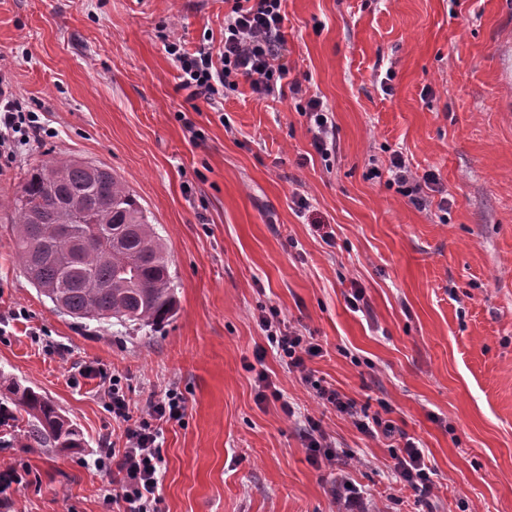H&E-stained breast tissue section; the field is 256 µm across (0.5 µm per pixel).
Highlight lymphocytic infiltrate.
I'll return each instance as SVG.
<instances>
[{
	"label": "lymphocytic infiltrate",
	"mask_w": 512,
	"mask_h": 512,
	"mask_svg": "<svg viewBox=\"0 0 512 512\" xmlns=\"http://www.w3.org/2000/svg\"><path fill=\"white\" fill-rule=\"evenodd\" d=\"M285 0H224V42L220 47L200 43L189 51L180 43L166 42L180 72V89L190 99L215 101L217 96L236 91L240 82H248L258 98L300 94L299 82L289 80L283 61L285 38ZM300 111L306 117L312 135V146L322 160L336 152L334 115L316 96L309 97ZM45 132L35 113L23 111L12 92L0 87V163L12 164L23 146L41 140ZM389 184L420 207L426 206L432 192L438 191L439 179L433 172L417 174L401 152H393L387 169ZM260 326L271 349L290 371L298 372L308 383L317 403L330 406L363 433L375 437L391 434L393 425L380 416L369 415L366 408L340 394L336 389L314 380L306 366L309 358L321 352L319 344L298 331L287 328L277 315L264 316ZM101 393L113 418L126 421L124 445L100 449L94 465L112 475V502L118 512H158V487L164 462L159 442L164 424L182 422L185 400L177 389H167L163 396L150 399L138 418H131L130 403L123 391L119 375L102 383ZM393 471L399 482L410 486L418 498H427L433 488L431 467L424 452L414 441H406L400 453L393 456Z\"/></svg>",
	"instance_id": "obj_1"
}]
</instances>
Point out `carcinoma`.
Wrapping results in <instances>:
<instances>
[{
    "mask_svg": "<svg viewBox=\"0 0 512 512\" xmlns=\"http://www.w3.org/2000/svg\"><path fill=\"white\" fill-rule=\"evenodd\" d=\"M84 209V223L54 236L65 206ZM14 252L37 292L62 303L74 319L156 327L176 309L174 278L165 245L146 209L110 167L55 159L34 168L13 198ZM120 246H99L96 231ZM28 416L19 425L17 413ZM32 450L80 448V430L48 397L0 371V427Z\"/></svg>",
    "mask_w": 512,
    "mask_h": 512,
    "instance_id": "cac0c4a2",
    "label": "carcinoma"
}]
</instances>
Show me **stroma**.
I'll return each instance as SVG.
<instances>
[{
	"label": "stroma",
	"mask_w": 512,
	"mask_h": 512,
	"mask_svg": "<svg viewBox=\"0 0 512 512\" xmlns=\"http://www.w3.org/2000/svg\"><path fill=\"white\" fill-rule=\"evenodd\" d=\"M285 13L288 76L334 114L328 162L292 94L260 100L244 82L215 109L179 89L166 38L221 45L224 0H0V77L51 131L0 169V315L23 314L0 335V370L84 437L0 448V472L23 478L0 512H112L94 460L126 424L88 366L119 374L131 407L172 384L186 399L163 427L160 512H343L341 480L365 512H512V0H287ZM396 150L438 175L427 207L374 177ZM55 158L105 164L138 196L174 277L168 322L77 321L24 277L10 201ZM272 310L321 345L315 377L392 422L390 437L288 372L260 328ZM262 373L282 400H258ZM309 415L344 461L311 463ZM409 438L434 472L422 504L392 468Z\"/></svg>",
	"instance_id": "obj_1"
}]
</instances>
